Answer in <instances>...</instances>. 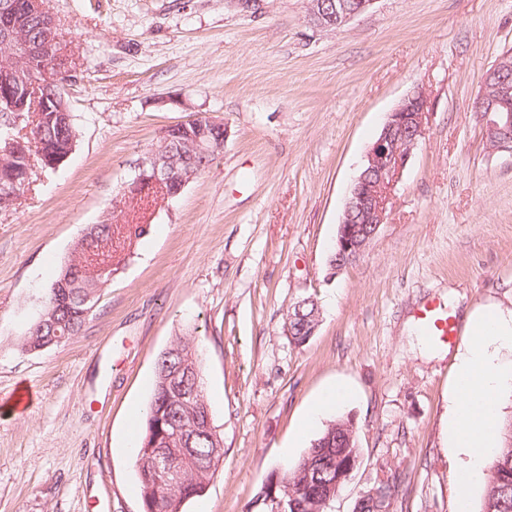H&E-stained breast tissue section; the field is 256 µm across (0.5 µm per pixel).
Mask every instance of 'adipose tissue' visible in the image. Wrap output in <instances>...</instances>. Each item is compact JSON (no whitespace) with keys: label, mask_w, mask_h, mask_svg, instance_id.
<instances>
[{"label":"adipose tissue","mask_w":512,"mask_h":512,"mask_svg":"<svg viewBox=\"0 0 512 512\" xmlns=\"http://www.w3.org/2000/svg\"><path fill=\"white\" fill-rule=\"evenodd\" d=\"M466 325L472 341L458 358L457 406L448 419V441L463 449L458 472L475 484L483 478L497 446L499 397L503 387L512 383V361L496 355L498 349L512 348V314L471 313Z\"/></svg>","instance_id":"obj_1"}]
</instances>
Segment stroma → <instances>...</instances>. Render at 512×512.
<instances>
[{"label":"stroma","mask_w":512,"mask_h":512,"mask_svg":"<svg viewBox=\"0 0 512 512\" xmlns=\"http://www.w3.org/2000/svg\"><path fill=\"white\" fill-rule=\"evenodd\" d=\"M77 63L66 88L72 153L0 209V512H141L120 447L145 410L156 362L177 336L201 343L206 399L224 456L186 512H255L267 475L296 463L319 429L302 421L329 386L350 394L360 461L329 506L354 512L379 481L390 512L479 507L448 444L466 314L512 310V153L475 109L485 73L512 49V0H376L340 29L307 0H46ZM428 96L414 150L365 255L329 262L350 188L389 112ZM224 122V152L175 198L115 209L169 126ZM147 236L128 240L138 218ZM113 225L112 279L80 334L17 343L46 288L93 224ZM321 322L298 346L299 299ZM436 302L452 340L420 334ZM24 408L13 405L17 394ZM312 303L313 304V312L305 317L302 321V324H303V329H302V332H301V329L298 328V324L299 322H297L295 324V319L296 318H300L302 316V312H301V308L304 306L303 308V312L306 313L307 311V308H311L312 307ZM306 304H309V305H306ZM288 312V316L286 318V322H285V329L288 333V335L291 337V339H293L292 336H294V338H297V341L298 343H296L297 345H301L302 343H304L305 341H302L303 337L304 336H298L300 333L301 334H304L307 332V335L306 336H309V338H311L312 336H314L316 330H317V327L319 325V318H320V313H319V309L316 305V303L314 302L313 299H310V298H306L305 300H299V304L297 306V313H296V309H293V313H292V308H290ZM297 316V317H296ZM295 324V325H294ZM292 325H294V329H295V334L293 335V327Z\"/></svg>","instance_id":"1"}]
</instances>
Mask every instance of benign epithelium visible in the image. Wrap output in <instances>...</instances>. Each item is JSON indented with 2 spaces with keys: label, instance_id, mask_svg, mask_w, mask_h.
I'll return each mask as SVG.
<instances>
[{
  "label": "benign epithelium",
  "instance_id": "benign-epithelium-1",
  "mask_svg": "<svg viewBox=\"0 0 512 512\" xmlns=\"http://www.w3.org/2000/svg\"><path fill=\"white\" fill-rule=\"evenodd\" d=\"M311 22L321 28H341L354 18L368 12L376 0H307ZM0 46L12 61H22L42 55L57 42L56 23L46 11L43 0H27L24 12L17 13L10 0L0 3ZM41 20V34L31 39L23 34L25 23L31 17ZM3 83L17 93L30 86L32 72L24 67L7 65L0 72ZM495 84L497 97L486 92L479 95L478 111L493 115L489 124V136L495 148L512 152V112L502 111L501 98L512 95V75H507L503 60L499 59L485 74L482 85ZM428 97L416 89L389 113L377 139L366 154V162L355 179L347 197L341 222L338 227L334 254L330 261L333 271H339L358 261L376 237L386 215L388 195L401 172L406 167L414 149L425 135V120ZM172 175L164 166L156 149L142 160L140 173L130 184L129 193L135 197L147 188L165 190ZM211 426L210 418L190 414L175 424L177 434L186 439L201 425ZM360 457L343 461L336 459V478L326 491V501H331L357 467ZM272 488L268 503L273 512H284L285 499L276 496L281 485L279 473L266 479Z\"/></svg>",
  "mask_w": 512,
  "mask_h": 512
}]
</instances>
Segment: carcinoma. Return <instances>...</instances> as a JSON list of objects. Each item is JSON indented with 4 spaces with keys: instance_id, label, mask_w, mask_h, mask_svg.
Here are the masks:
<instances>
[{
    "instance_id": "1",
    "label": "carcinoma",
    "mask_w": 512,
    "mask_h": 512,
    "mask_svg": "<svg viewBox=\"0 0 512 512\" xmlns=\"http://www.w3.org/2000/svg\"><path fill=\"white\" fill-rule=\"evenodd\" d=\"M67 79L58 76L45 82L41 96L35 91L24 90L27 106L24 112H3L0 114V147H10V154L0 160V208L13 203L3 187L30 184L31 168L28 156L40 153L41 168L54 170L53 163L60 161L73 151L77 143V129L73 115L60 116L57 112H43L30 128L29 134L21 137L16 125L27 127L31 108L42 105L44 97L66 96ZM200 138L213 147V154L202 156L193 148L194 138ZM156 149L168 162L175 176L189 171L200 174L224 152V130L198 120L183 127L177 126L169 137L158 141ZM77 257L62 266L58 276L47 288L39 318L29 328L20 343L23 352L53 344L59 345L58 338H72L78 335L98 301L99 282L83 273L86 255H102L112 258V225L94 224L81 237L76 249ZM182 351L192 358L194 370L179 372ZM204 352L194 341L178 337L165 349L157 360L153 394L145 417V423L138 436L136 465L140 486L141 506L148 512H183L189 500L199 497L205 491L214 474L212 464L224 455V449L217 448L206 432L194 436L188 445H182L166 425L168 418L182 412L176 404L175 393L168 378L179 374V381L198 389L201 409L210 411L205 396L203 381ZM343 421L329 424L311 445L313 455H305L302 461L311 463L316 482L321 488L327 487L336 477V454H352L351 448L336 447V427ZM158 448H167L175 454L174 468L181 474L180 480L171 484L163 474L149 464L152 453ZM488 479L479 512H512V422L505 426L500 446L490 460Z\"/></svg>"
}]
</instances>
